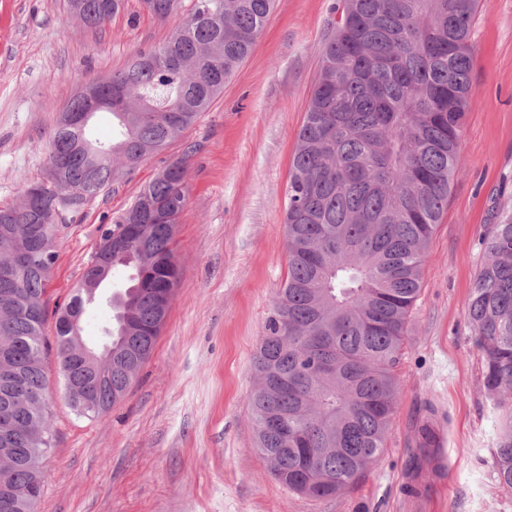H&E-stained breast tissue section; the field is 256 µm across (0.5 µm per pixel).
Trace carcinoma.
Instances as JSON below:
<instances>
[{
	"instance_id": "carcinoma-1",
	"label": "carcinoma",
	"mask_w": 512,
	"mask_h": 512,
	"mask_svg": "<svg viewBox=\"0 0 512 512\" xmlns=\"http://www.w3.org/2000/svg\"><path fill=\"white\" fill-rule=\"evenodd\" d=\"M81 20L106 23L123 0H80ZM273 0H196L159 46L138 50L103 89L124 94L112 111L121 135L89 137L59 118L45 148L46 177L26 190L37 205L0 208V265L26 226H62L106 185L163 151L224 90L264 30ZM478 0H343L322 46L318 81L297 135L288 181V272L253 359L249 404L255 445L289 489L327 498L380 461L429 241L458 175L471 82ZM185 159L140 188L106 230L125 242L112 269L129 286L112 295V362H82L69 324L96 294L79 284L55 310L59 375L74 408L85 388L102 414L125 396L163 328L180 280L173 228L187 203ZM52 235L15 282L0 280V512H36L49 447L43 365ZM466 301L484 361V388L501 411L497 479L512 491V213L480 237ZM26 488L29 493L14 495Z\"/></svg>"
}]
</instances>
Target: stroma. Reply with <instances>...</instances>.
Returning <instances> with one entry per match:
<instances>
[{
    "label": "stroma",
    "mask_w": 512,
    "mask_h": 512,
    "mask_svg": "<svg viewBox=\"0 0 512 512\" xmlns=\"http://www.w3.org/2000/svg\"><path fill=\"white\" fill-rule=\"evenodd\" d=\"M195 0L160 20L140 0L103 27L68 0H0V207L46 174L44 147L89 80L161 44ZM341 0H275L252 52L223 93L167 148L68 214L45 299L55 308L82 280L103 231L170 160L186 161L188 201L175 236L180 282L155 349L128 394L100 415L70 406L46 324L51 444L37 512H512L492 452L499 412L466 317L479 237L512 208V0H481L473 22L461 170L428 247L386 448L350 489L314 499L288 489L254 449L253 357L286 277V189L321 47ZM118 270L82 318L86 345L106 340ZM443 444L439 473L414 470L422 428Z\"/></svg>",
    "instance_id": "1"
}]
</instances>
